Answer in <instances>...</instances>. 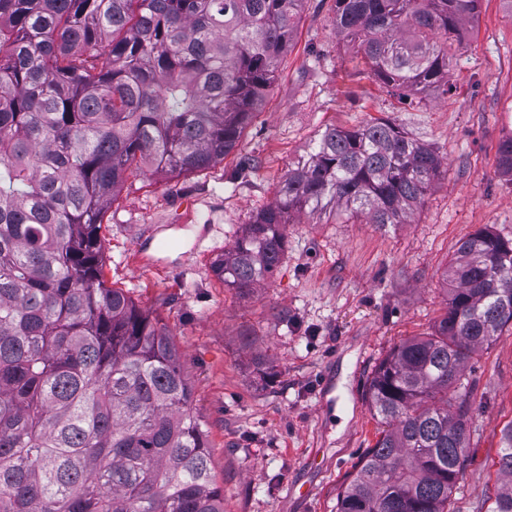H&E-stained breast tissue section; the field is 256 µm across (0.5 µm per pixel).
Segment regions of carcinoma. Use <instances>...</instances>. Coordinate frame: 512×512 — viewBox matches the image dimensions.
I'll return each instance as SVG.
<instances>
[{
  "instance_id": "1",
  "label": "carcinoma",
  "mask_w": 512,
  "mask_h": 512,
  "mask_svg": "<svg viewBox=\"0 0 512 512\" xmlns=\"http://www.w3.org/2000/svg\"><path fill=\"white\" fill-rule=\"evenodd\" d=\"M304 0H0V512H224L206 430L159 321L101 276L103 214L137 163L181 175L234 151L279 78ZM339 34L396 90L448 93L481 0H335ZM442 160L392 121L329 126L214 264L251 292L293 212L405 224ZM512 176V136L499 147ZM433 332L365 398L382 429L337 512H450L468 461L467 362L512 325V240L445 272ZM490 512H512V422Z\"/></svg>"
}]
</instances>
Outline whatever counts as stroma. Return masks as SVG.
<instances>
[{
    "instance_id": "35a3bbf8",
    "label": "stroma",
    "mask_w": 512,
    "mask_h": 512,
    "mask_svg": "<svg viewBox=\"0 0 512 512\" xmlns=\"http://www.w3.org/2000/svg\"><path fill=\"white\" fill-rule=\"evenodd\" d=\"M335 0H305L279 80L215 166L129 176L103 215L102 278L159 320L181 355L224 512H336V495L379 437L365 389L402 340L429 333L461 240L512 239V180L498 170L512 135V15L482 0L449 48L447 95L399 97L333 25ZM391 119L435 150L441 174L409 223L385 228L299 214L273 276L244 294L215 259L326 126ZM273 363L266 379L256 360ZM469 462L452 512H486L512 422V326L464 370Z\"/></svg>"
}]
</instances>
